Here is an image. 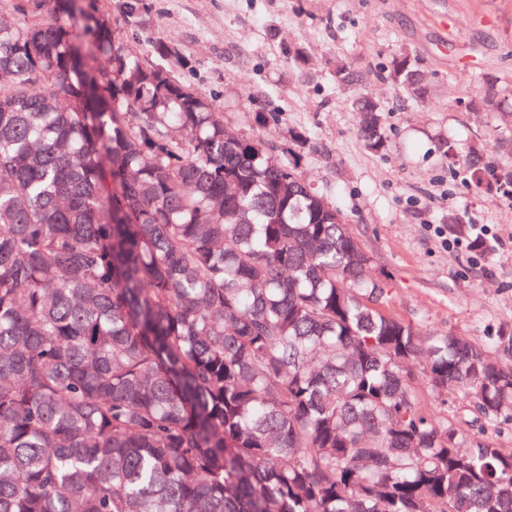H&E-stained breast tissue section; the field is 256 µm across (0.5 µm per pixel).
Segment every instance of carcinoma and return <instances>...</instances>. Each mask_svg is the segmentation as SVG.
<instances>
[{
  "label": "carcinoma",
  "instance_id": "carcinoma-1",
  "mask_svg": "<svg viewBox=\"0 0 512 512\" xmlns=\"http://www.w3.org/2000/svg\"><path fill=\"white\" fill-rule=\"evenodd\" d=\"M50 3L0 25V512H512L473 433L512 423V364L390 314L343 214L164 42ZM383 76L429 98L408 54Z\"/></svg>",
  "mask_w": 512,
  "mask_h": 512
}]
</instances>
